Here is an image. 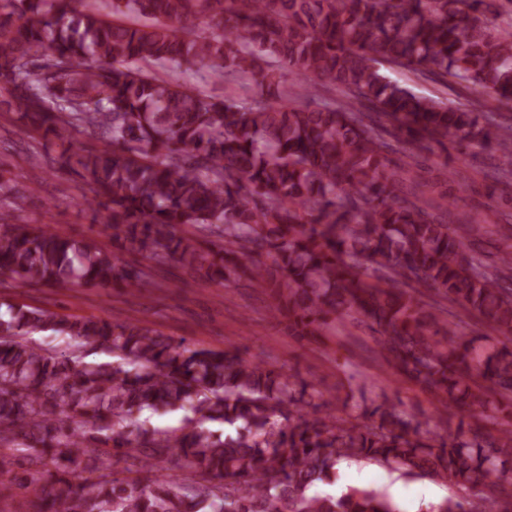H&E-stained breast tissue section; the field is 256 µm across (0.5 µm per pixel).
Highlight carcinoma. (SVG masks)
<instances>
[{"label": "carcinoma", "instance_id": "carcinoma-1", "mask_svg": "<svg viewBox=\"0 0 512 512\" xmlns=\"http://www.w3.org/2000/svg\"><path fill=\"white\" fill-rule=\"evenodd\" d=\"M486 0H0V111L63 150L94 192L93 238L33 228L0 212V275L16 286L144 288L175 260L204 282L247 278L278 301L288 335L348 325L375 334L386 361L448 412H474L497 436L430 435L396 403L338 416L296 375L222 349L190 346L142 322L28 305L0 312V493L31 512H400L366 487L310 490L343 461L375 464L460 491L427 512H508L512 347L484 353L461 320L422 300L434 290L512 335V219L496 259L475 248L498 211L448 223V199L420 179L413 148H512V123L472 103L415 94L381 73L477 86L512 103V34ZM199 61L268 100L208 98L151 73ZM303 76L280 89L278 67ZM342 92L309 103L314 81ZM406 144V160L389 155ZM50 331L70 351L35 344ZM105 349L113 361L86 360ZM186 409L177 429L139 423ZM223 422L236 435L214 434ZM172 461L184 477L145 482Z\"/></svg>", "mask_w": 512, "mask_h": 512}]
</instances>
